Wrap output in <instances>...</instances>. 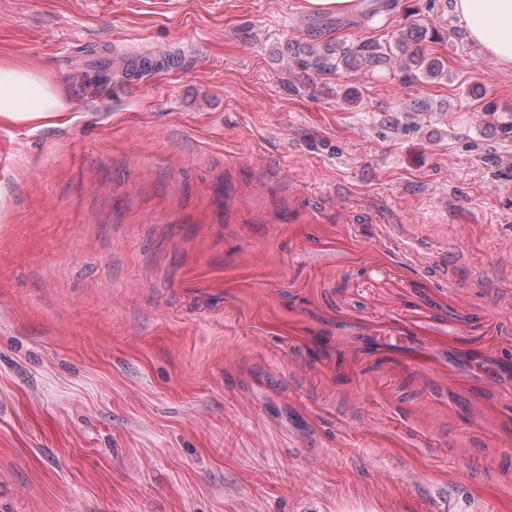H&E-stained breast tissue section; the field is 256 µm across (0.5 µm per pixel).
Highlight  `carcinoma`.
<instances>
[{
	"instance_id": "carcinoma-1",
	"label": "carcinoma",
	"mask_w": 512,
	"mask_h": 512,
	"mask_svg": "<svg viewBox=\"0 0 512 512\" xmlns=\"http://www.w3.org/2000/svg\"><path fill=\"white\" fill-rule=\"evenodd\" d=\"M424 40V29L412 23L399 31L394 44L387 46L365 41L356 47H345L326 41L321 44L296 46L293 54L297 67L302 72L326 75L342 67L362 70L366 73H384L399 64L410 72L424 78L437 79L445 76V67L436 57H430L420 46Z\"/></svg>"
}]
</instances>
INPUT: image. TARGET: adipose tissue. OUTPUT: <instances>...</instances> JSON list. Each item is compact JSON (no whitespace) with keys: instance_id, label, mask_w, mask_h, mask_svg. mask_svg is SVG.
Returning <instances> with one entry per match:
<instances>
[{"instance_id":"ef3b65f1","label":"adipose tissue","mask_w":512,"mask_h":512,"mask_svg":"<svg viewBox=\"0 0 512 512\" xmlns=\"http://www.w3.org/2000/svg\"><path fill=\"white\" fill-rule=\"evenodd\" d=\"M470 41L502 68H512V0H453ZM43 119L65 122L67 104L40 73L0 64V124Z\"/></svg>"}]
</instances>
